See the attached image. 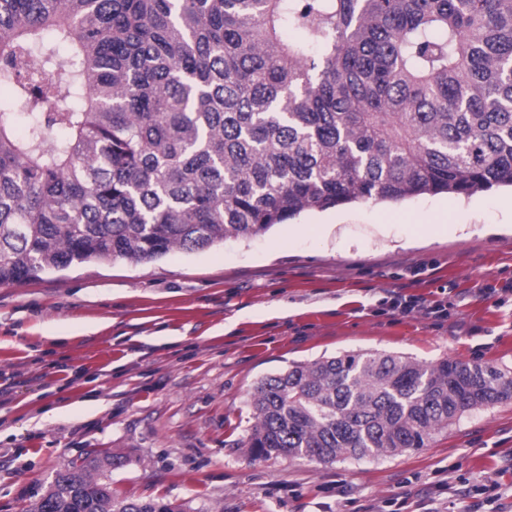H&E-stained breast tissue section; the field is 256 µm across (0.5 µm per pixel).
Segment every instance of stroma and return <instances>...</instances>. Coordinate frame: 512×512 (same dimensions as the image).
I'll return each mask as SVG.
<instances>
[{
    "mask_svg": "<svg viewBox=\"0 0 512 512\" xmlns=\"http://www.w3.org/2000/svg\"><path fill=\"white\" fill-rule=\"evenodd\" d=\"M398 294L422 309L391 310ZM360 350L512 367V189L305 211L249 240L0 285V512H27L93 450L120 459L114 494L188 512H385L397 493L401 512H445L452 493L512 512V401L378 460L244 454L260 379ZM484 483L501 497L473 494Z\"/></svg>",
    "mask_w": 512,
    "mask_h": 512,
    "instance_id": "stroma-1",
    "label": "stroma"
}]
</instances>
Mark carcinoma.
Wrapping results in <instances>:
<instances>
[{
	"mask_svg": "<svg viewBox=\"0 0 512 512\" xmlns=\"http://www.w3.org/2000/svg\"><path fill=\"white\" fill-rule=\"evenodd\" d=\"M1 88V285L512 186V0H0ZM507 401L509 369L347 352L260 380L243 448L387 458ZM112 466L30 512H186L112 494Z\"/></svg>",
	"mask_w": 512,
	"mask_h": 512,
	"instance_id": "obj_1",
	"label": "carcinoma"
}]
</instances>
